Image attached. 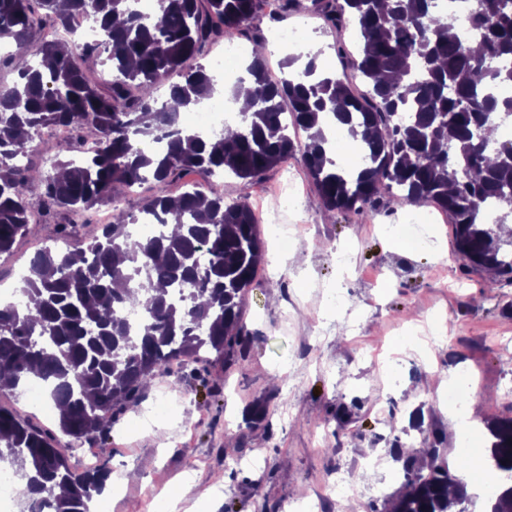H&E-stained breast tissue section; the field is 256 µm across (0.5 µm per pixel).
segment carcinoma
<instances>
[{
	"instance_id": "1",
	"label": "carcinoma",
	"mask_w": 512,
	"mask_h": 512,
	"mask_svg": "<svg viewBox=\"0 0 512 512\" xmlns=\"http://www.w3.org/2000/svg\"><path fill=\"white\" fill-rule=\"evenodd\" d=\"M141 15L133 0H0V42L14 47L16 76L0 84V256L11 253L30 223V199L44 214L73 216L112 209V223L89 235L82 254L46 246L29 260L20 308L0 305V393L46 383L60 430L94 443L124 408L172 361L208 348L229 368L241 359L244 297L263 260L262 241L246 197L227 200L217 187L170 195L162 185L186 172L251 184L300 155L325 209L347 216L429 204L451 218L456 251L488 273L487 286L512 282V142L497 143L512 119V0H473L468 23L478 50L459 34L435 0H312L342 32L356 24L350 69L330 73L307 51L304 66L275 81L256 52L248 75L261 88L241 123L202 135L179 116L216 93L221 76L199 62L211 42L244 34L268 0H158ZM91 18L96 44L33 40L36 28ZM106 58L112 80L102 87L84 63ZM177 75L179 81L169 77ZM167 86V100L155 93ZM307 141L288 133L284 115ZM365 148L352 176L333 158L327 118ZM66 125L94 139L80 158L59 160L51 175L19 161L43 127ZM150 180L161 185L139 209L118 207L119 189ZM494 205L498 218L483 219ZM176 216L181 232H166ZM134 224H158L140 237ZM143 321L131 331L126 310ZM489 457L481 466L491 512H512V418L488 423ZM418 463L394 448L403 490L384 512H448L472 499L465 482L438 463L439 449ZM26 488L28 512H89L110 473L100 465L73 471L53 435L0 406V463Z\"/></svg>"
}]
</instances>
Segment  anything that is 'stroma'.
I'll use <instances>...</instances> for the list:
<instances>
[{"label":"stroma","mask_w":512,"mask_h":512,"mask_svg":"<svg viewBox=\"0 0 512 512\" xmlns=\"http://www.w3.org/2000/svg\"><path fill=\"white\" fill-rule=\"evenodd\" d=\"M280 26L314 32L331 50L324 68L341 71L333 48L351 35L311 6L278 25L260 14L243 41L273 42ZM221 188L259 210L265 254L287 262L290 251H279L268 226L296 224L291 251L308 261L260 271L244 301L248 340L237 365L173 364L95 446L61 440L74 470H84L92 448L119 477L100 499L103 512H161L172 491L182 495L181 512H288L305 499L318 512H370L402 489L398 443L419 459L442 445L451 474L475 478L470 464L485 457L487 421L512 416V284L488 287L486 272L457 259L442 213L405 206L367 218L329 215L293 159L259 183L228 176ZM31 212L12 256L0 257L4 287L18 288L35 251L60 243L55 220ZM429 214L435 222L418 247L386 231ZM340 250L348 265L339 264ZM465 371L471 392L463 408H449L446 390ZM161 391L181 408L142 427Z\"/></svg>","instance_id":"obj_1"}]
</instances>
